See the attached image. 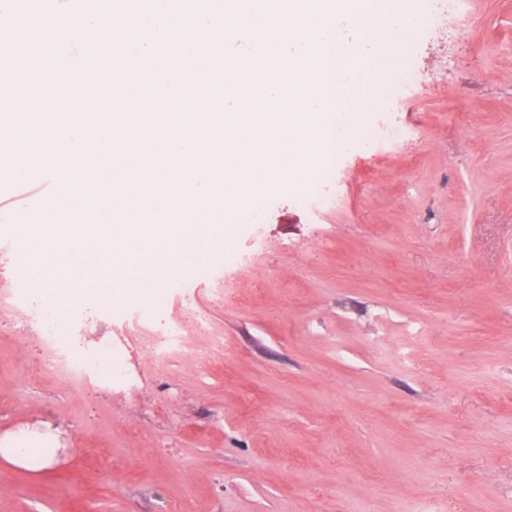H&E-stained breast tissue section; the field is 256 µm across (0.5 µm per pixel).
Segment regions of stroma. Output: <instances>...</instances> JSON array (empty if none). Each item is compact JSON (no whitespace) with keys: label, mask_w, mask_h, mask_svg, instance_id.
I'll return each instance as SVG.
<instances>
[{"label":"stroma","mask_w":512,"mask_h":512,"mask_svg":"<svg viewBox=\"0 0 512 512\" xmlns=\"http://www.w3.org/2000/svg\"><path fill=\"white\" fill-rule=\"evenodd\" d=\"M466 9L468 41L419 52L430 85L367 115L415 139L340 152L337 208L270 192L250 269L225 277L214 245L185 305L115 295L184 324L163 363L143 331L91 324L127 337L131 386L66 381L0 304V437L56 453L0 464V512H512V0ZM56 264L19 213L0 223V291ZM41 447L38 445V438L33 435L7 436L3 444L1 439L0 457L12 465L39 471L54 462L45 452V448Z\"/></svg>","instance_id":"35a3bbf8"}]
</instances>
